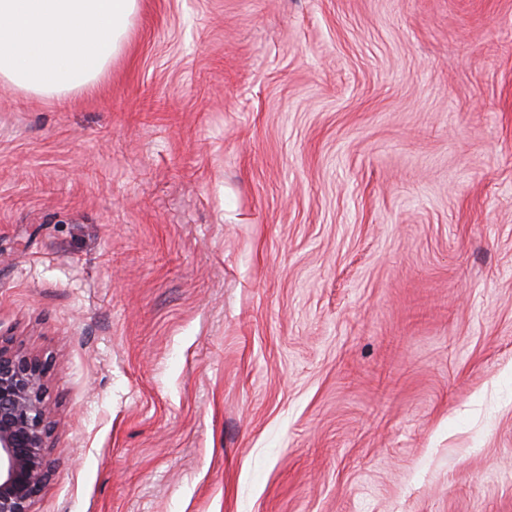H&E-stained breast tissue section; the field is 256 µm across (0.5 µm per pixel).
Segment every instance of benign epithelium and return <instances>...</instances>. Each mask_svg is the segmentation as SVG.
<instances>
[{
	"mask_svg": "<svg viewBox=\"0 0 512 512\" xmlns=\"http://www.w3.org/2000/svg\"><path fill=\"white\" fill-rule=\"evenodd\" d=\"M47 363L0 346V512H32L49 474Z\"/></svg>",
	"mask_w": 512,
	"mask_h": 512,
	"instance_id": "1",
	"label": "benign epithelium"
}]
</instances>
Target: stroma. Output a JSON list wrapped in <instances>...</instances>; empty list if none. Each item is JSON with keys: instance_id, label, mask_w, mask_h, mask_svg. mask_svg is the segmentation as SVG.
Segmentation results:
<instances>
[{"instance_id": "35a3bbf8", "label": "stroma", "mask_w": 512, "mask_h": 512, "mask_svg": "<svg viewBox=\"0 0 512 512\" xmlns=\"http://www.w3.org/2000/svg\"><path fill=\"white\" fill-rule=\"evenodd\" d=\"M33 512H512V0H140L0 85Z\"/></svg>"}]
</instances>
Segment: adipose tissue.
Here are the masks:
<instances>
[{
    "mask_svg": "<svg viewBox=\"0 0 512 512\" xmlns=\"http://www.w3.org/2000/svg\"><path fill=\"white\" fill-rule=\"evenodd\" d=\"M137 11L138 0H0V83L40 96L93 88Z\"/></svg>",
    "mask_w": 512,
    "mask_h": 512,
    "instance_id": "1",
    "label": "adipose tissue"
}]
</instances>
